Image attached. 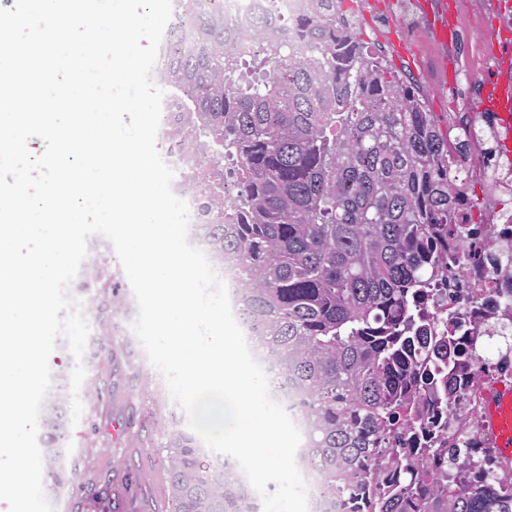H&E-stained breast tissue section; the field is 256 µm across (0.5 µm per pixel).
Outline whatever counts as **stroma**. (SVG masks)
Here are the masks:
<instances>
[{
  "label": "stroma",
  "mask_w": 512,
  "mask_h": 512,
  "mask_svg": "<svg viewBox=\"0 0 512 512\" xmlns=\"http://www.w3.org/2000/svg\"><path fill=\"white\" fill-rule=\"evenodd\" d=\"M377 0H357L358 37L385 42L388 55L405 69L431 111L442 112L441 90L457 67L471 58L476 43L493 30V16L470 31L468 42L448 48L434 36L439 0H422L420 23L405 37ZM89 326L82 363L86 376L72 391L74 365L65 339L49 358L51 386L42 413L60 407L65 422L60 449L43 452V486L52 512H174L167 454L177 439L190 440L199 461L210 470L239 474L237 463L202 444L183 410L155 380L132 324L138 314L134 291L108 239L89 237L87 254L68 287ZM83 411L72 419L73 398Z\"/></svg>",
  "instance_id": "35a3bbf8"
}]
</instances>
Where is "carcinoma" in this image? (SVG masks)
Listing matches in <instances>:
<instances>
[{
	"label": "carcinoma",
	"mask_w": 512,
	"mask_h": 512,
	"mask_svg": "<svg viewBox=\"0 0 512 512\" xmlns=\"http://www.w3.org/2000/svg\"><path fill=\"white\" fill-rule=\"evenodd\" d=\"M299 19L308 52L294 56L280 19L258 16L264 46L250 61L234 48L224 18L185 9L200 45L174 52L168 76L179 91L174 125L195 115L194 133L216 139L224 162L201 177L232 179L218 203L221 224H206L219 256L240 268L241 312L258 342L300 386L309 426L306 457L323 476L322 512L336 495L371 494L373 512H512V489L413 488L378 472L390 441L410 425L412 386L448 382L411 376L410 366L450 357L428 347L408 298L428 281L436 226L459 203L448 189V133L398 70L337 25L341 0H311ZM175 512H254L230 472H211L190 440L170 449Z\"/></svg>",
	"instance_id": "obj_1"
}]
</instances>
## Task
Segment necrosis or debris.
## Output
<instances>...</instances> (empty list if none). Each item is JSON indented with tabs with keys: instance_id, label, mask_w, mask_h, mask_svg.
Masks as SVG:
<instances>
[{
	"instance_id": "obj_1",
	"label": "necrosis or debris",
	"mask_w": 512,
	"mask_h": 512,
	"mask_svg": "<svg viewBox=\"0 0 512 512\" xmlns=\"http://www.w3.org/2000/svg\"><path fill=\"white\" fill-rule=\"evenodd\" d=\"M187 1L196 12L223 15L239 34L236 48L243 56L263 47L252 26L264 10L287 26L289 48L297 53L304 48L296 21L308 10V0H173L178 8ZM479 58L498 79L489 86L469 81L450 89L448 150L454 184L480 189L484 202L449 213L447 234L433 241L445 272L431 280L425 296L433 335L448 337L457 351L452 363L439 365L451 372L455 391L424 396L425 432L400 451L415 459L428 438L464 440L469 451L447 476L449 484L465 489L497 481L512 485V463L497 455L485 422L490 397L498 387L512 385V121L496 104L499 91L512 86V58L485 48ZM159 131L167 143L165 161L174 171L171 188L187 198L193 220H200L195 190L206 159L187 147L189 128L178 130L164 121Z\"/></svg>"
}]
</instances>
